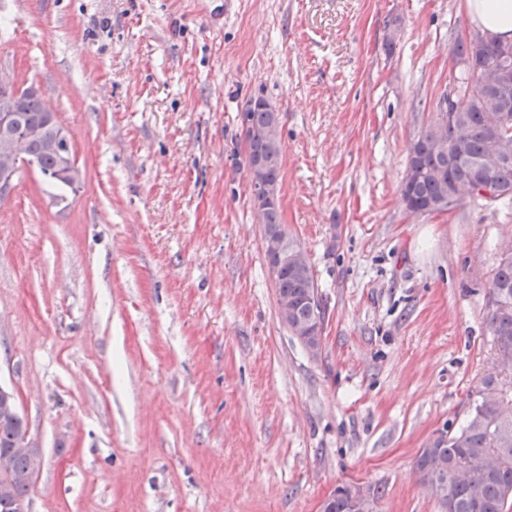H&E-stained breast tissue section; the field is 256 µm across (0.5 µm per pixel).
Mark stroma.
Returning a JSON list of instances; mask_svg holds the SVG:
<instances>
[{
    "mask_svg": "<svg viewBox=\"0 0 512 512\" xmlns=\"http://www.w3.org/2000/svg\"><path fill=\"white\" fill-rule=\"evenodd\" d=\"M465 0H0V66L39 84L84 173L0 197V386L43 450L31 512H443L422 448L494 357L512 205L400 202L459 69ZM280 112L281 220L326 306L280 322L240 139ZM313 313L310 322L303 325H297L299 331L296 333V338L300 343L313 355L318 354L321 349L322 336L320 328L315 326L314 323L320 320L323 313V307L313 306ZM325 312L323 313L322 322H324Z\"/></svg>",
    "mask_w": 512,
    "mask_h": 512,
    "instance_id": "stroma-1",
    "label": "stroma"
}]
</instances>
